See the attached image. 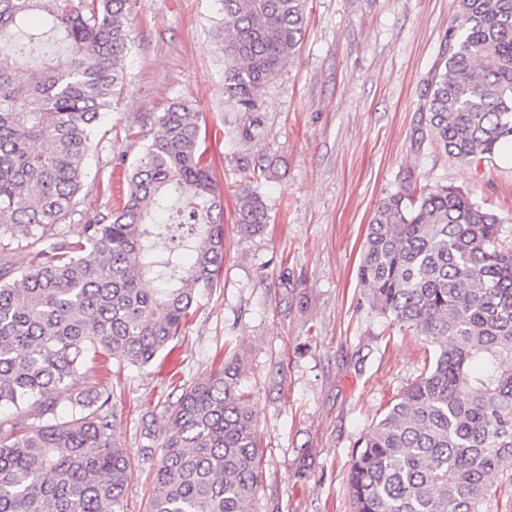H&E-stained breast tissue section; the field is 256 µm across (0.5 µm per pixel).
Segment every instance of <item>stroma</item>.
<instances>
[{
  "label": "stroma",
  "instance_id": "stroma-1",
  "mask_svg": "<svg viewBox=\"0 0 512 512\" xmlns=\"http://www.w3.org/2000/svg\"><path fill=\"white\" fill-rule=\"evenodd\" d=\"M296 57L261 90L260 136L229 138L241 120L224 99L217 0H130L134 43L123 94L101 120L107 137L91 153L78 212L65 224L107 213L140 156L126 130L134 116L182 100L200 112L223 190L224 272L205 307L175 342L178 369L112 356L88 362L71 386L112 389V440L133 474L123 512H147L164 409L218 367L225 350L242 359L241 387L263 450L253 512H351V453L433 358L412 331L389 324L357 279L365 228L376 202L406 175L429 188L469 191L485 210L512 220V147L492 164L458 163L425 136L426 93L448 59L456 0H307ZM265 156L271 178L249 182L246 156ZM252 184L269 224L245 239L235 224L238 189ZM289 288H282L281 274ZM151 422L155 438L144 435Z\"/></svg>",
  "mask_w": 512,
  "mask_h": 512
}]
</instances>
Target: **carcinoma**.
<instances>
[{"instance_id":"obj_1","label":"carcinoma","mask_w":512,"mask_h":512,"mask_svg":"<svg viewBox=\"0 0 512 512\" xmlns=\"http://www.w3.org/2000/svg\"><path fill=\"white\" fill-rule=\"evenodd\" d=\"M224 97L259 136L261 89L296 55L305 0H219ZM128 0H0V407L44 418L0 435V512H121L132 464L112 446V392H56L106 353L148 365L178 336L224 263V224L200 113L176 101L120 206L71 235L101 114L125 85ZM425 123L448 156L493 161L512 144V0H458L446 70ZM187 211L191 262L159 249L151 209ZM262 197H237L239 235L264 234ZM53 241L42 244L46 236ZM357 277L369 305L434 347L422 372L352 451V512H489L512 482V228L457 187L379 200ZM166 287H143L146 279ZM238 354L167 408L148 512H251L262 459Z\"/></svg>"}]
</instances>
